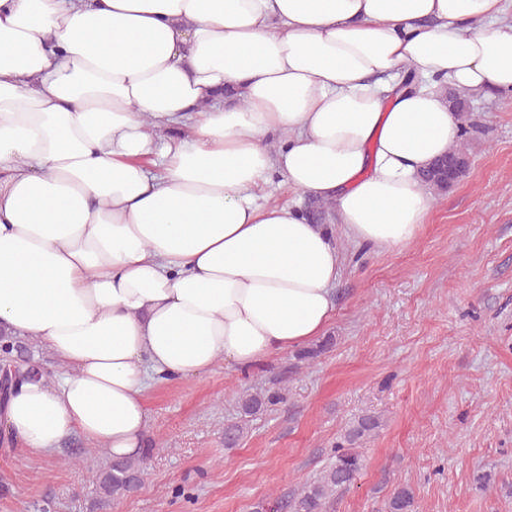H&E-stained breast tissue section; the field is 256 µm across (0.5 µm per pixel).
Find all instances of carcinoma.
Returning a JSON list of instances; mask_svg holds the SVG:
<instances>
[{
	"label": "carcinoma",
	"mask_w": 512,
	"mask_h": 512,
	"mask_svg": "<svg viewBox=\"0 0 512 512\" xmlns=\"http://www.w3.org/2000/svg\"><path fill=\"white\" fill-rule=\"evenodd\" d=\"M448 108L457 113L461 121V135L468 133L467 103L452 88L447 89ZM468 158L462 143L453 145L446 155L436 160L423 174L428 187L437 191L448 189L466 170ZM44 373V367L32 362L31 347L26 342L0 332V403H4L14 386L24 380ZM281 399L272 392L267 395L248 394L242 399L244 414L251 415L263 406ZM381 426L375 414L361 415L336 443L334 461L316 479L305 485L291 497L275 501L273 512L287 509L289 512H329L337 491L354 483L363 469L362 444L373 437ZM146 457H127L107 463L97 477L98 493L112 498L132 492L140 481ZM412 493L401 488L390 498L388 512H412Z\"/></svg>",
	"instance_id": "carcinoma-1"
}]
</instances>
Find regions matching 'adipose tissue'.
<instances>
[{
	"label": "adipose tissue",
	"instance_id": "1",
	"mask_svg": "<svg viewBox=\"0 0 512 512\" xmlns=\"http://www.w3.org/2000/svg\"><path fill=\"white\" fill-rule=\"evenodd\" d=\"M449 87L512 89L503 0H0V329L58 369L0 422L133 456L152 376L319 336L345 244L424 224ZM275 169L332 228L268 200Z\"/></svg>",
	"mask_w": 512,
	"mask_h": 512
}]
</instances>
